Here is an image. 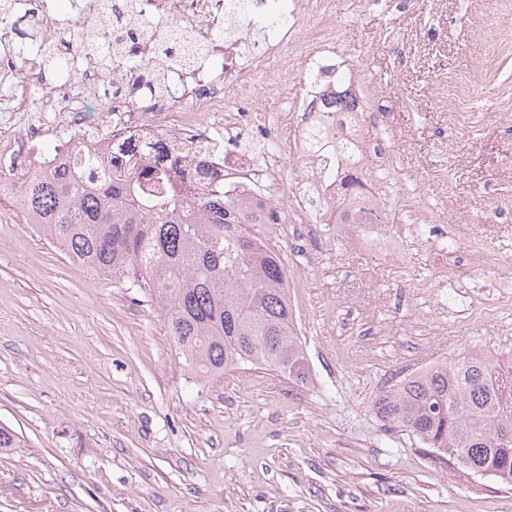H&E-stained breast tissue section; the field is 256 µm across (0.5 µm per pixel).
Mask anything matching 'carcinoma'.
Here are the masks:
<instances>
[{"instance_id":"obj_1","label":"carcinoma","mask_w":512,"mask_h":512,"mask_svg":"<svg viewBox=\"0 0 512 512\" xmlns=\"http://www.w3.org/2000/svg\"><path fill=\"white\" fill-rule=\"evenodd\" d=\"M327 179L346 196L364 187L340 158ZM23 187L26 223L93 274L145 289L191 373L250 363L310 384L284 258L224 185L198 198L144 164L107 185L64 169L32 174ZM371 407L430 459L512 486V356L463 352L398 378Z\"/></svg>"}]
</instances>
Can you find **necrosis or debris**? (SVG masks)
Wrapping results in <instances>:
<instances>
[{
  "label": "necrosis or debris",
  "instance_id": "necrosis-or-debris-1",
  "mask_svg": "<svg viewBox=\"0 0 512 512\" xmlns=\"http://www.w3.org/2000/svg\"><path fill=\"white\" fill-rule=\"evenodd\" d=\"M82 44L62 54L57 66H47L37 52L16 44V15L28 12L30 0L17 9L0 8V81L10 83L13 94L0 104V209L18 207L19 177L24 173L61 168L82 171L96 183L119 176L128 156L115 154L114 146L132 142L152 147L160 142L172 148L169 168L201 190L223 183L241 195L246 206L283 224L307 262L317 263L315 242L324 224L336 218V193L323 191L321 171L327 158L311 149L308 136L320 127L328 144L343 140L353 145L361 160L363 182L374 181L375 163L393 152L391 142H364L359 130L363 112L335 114L326 111L335 85L323 78L334 70L335 57L313 50L302 31L308 20L328 12L329 0H291L288 12L275 14L267 0H253L242 35L218 39L216 25L227 13L226 0H72ZM176 31L192 30L203 48L199 69L168 65L165 88L156 91L152 64L160 24ZM117 59L110 74L98 66L102 49ZM302 56L309 74L299 96L280 111H270L257 79L269 58L290 60ZM138 60L126 69L121 58ZM111 82L112 94L101 98L100 86ZM237 105L226 109L225 98ZM52 149H45V141ZM83 154H75L73 144ZM104 158V166L85 168L84 157ZM299 163L302 176L287 198L262 193L261 183L275 180L283 159ZM413 238L409 224H361L351 237L358 247L382 248L386 261L401 262ZM451 262L439 270L442 279H454L456 256L474 268L497 271L504 286L499 299L512 300V261L486 252L479 239L449 244Z\"/></svg>",
  "mask_w": 512,
  "mask_h": 512
}]
</instances>
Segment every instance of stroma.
Here are the masks:
<instances>
[{
    "mask_svg": "<svg viewBox=\"0 0 512 512\" xmlns=\"http://www.w3.org/2000/svg\"><path fill=\"white\" fill-rule=\"evenodd\" d=\"M343 74L361 72L364 139L395 147L394 224H444L512 257V135L487 122L512 102V0H334ZM288 289L315 374L297 388L242 364L205 380L184 366L163 313L137 287L92 277L26 224L0 213V512H512V486L431 462L370 403L396 371L470 349L512 352V307L492 270L439 282L446 256L415 239L404 265L349 246L302 266ZM427 285L444 303L435 332ZM379 324L407 334L395 345Z\"/></svg>",
    "mask_w": 512,
    "mask_h": 512,
    "instance_id": "obj_1",
    "label": "stroma"
}]
</instances>
